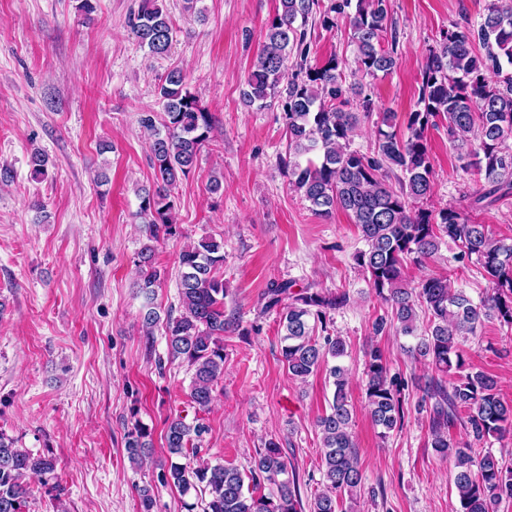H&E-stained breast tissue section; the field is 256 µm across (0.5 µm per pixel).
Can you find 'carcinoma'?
<instances>
[{"mask_svg":"<svg viewBox=\"0 0 512 512\" xmlns=\"http://www.w3.org/2000/svg\"><path fill=\"white\" fill-rule=\"evenodd\" d=\"M325 30L343 22L356 51L363 76L389 73L396 64V30L388 27L389 0H279L266 24L259 55L245 79L247 105L263 107L282 98L287 150L280 164L293 189L312 211L328 217L341 209L358 227L364 248L355 254L357 266L387 312L372 322V333L394 330L416 338L411 357L435 370L424 384L413 385L390 374L383 351L375 344L364 353L365 409L386 438L402 428L409 387L422 392L415 405L428 416L430 445L436 455L453 462V486L460 512H497L512 499V466L493 451L474 444L512 431V403L502 401L497 380L471 371L460 340L478 336L485 321L512 326V243L489 234L453 208L437 211L419 206L432 191V164L427 131L446 124L448 138L461 149L478 141V150L458 155L462 168L475 166L487 188L474 199L479 205L512 195V0H490L482 21L443 33L428 50L421 70L418 109L409 113L408 135L400 138L390 112L378 113L374 147H352L364 120L372 119L375 104L356 92L351 106L344 87L342 59L330 55L322 64H307L309 21ZM140 47L165 57L173 42L172 22L160 0H139L127 21ZM162 126L155 113H143L140 126L150 138L154 182L139 190V216L148 240L139 253L138 288L148 294L165 275L154 262V244L180 235L175 222L174 190L195 169L199 154L213 137L211 113L187 88L186 75L172 69L158 84ZM472 155L475 162L468 161ZM395 178L396 183L389 182ZM461 247L459 260L474 259L491 288L479 302L446 278L429 276L414 283L405 279L407 262L422 264L435 254L443 239ZM180 314L167 316L169 356L192 370L189 397L200 410L211 404L224 377V334L246 338L259 331L226 314L224 241L204 237L179 254ZM292 282H271L264 309H279L284 331L281 355L288 373L306 379L327 368L334 392L329 411L317 419L323 448V489L314 494L309 512H338L340 498L353 497L364 480L352 433L353 407L348 393V370L338 359L346 354L342 337L331 329V313L349 302V293L306 287L291 291ZM428 313V329L418 333L420 312ZM336 364H329V360ZM461 425L466 439L448 436ZM207 428L181 416L167 421L164 439L168 457L158 480L176 487L186 500L185 512H303L296 473L280 442L269 440L248 468L211 463L200 458ZM130 462L139 464L152 450L150 430L134 421L124 434ZM56 460L17 447L0 430V512H25L30 474L47 485L56 479ZM271 492H261L263 485Z\"/></svg>","mask_w":512,"mask_h":512,"instance_id":"obj_1","label":"carcinoma"}]
</instances>
